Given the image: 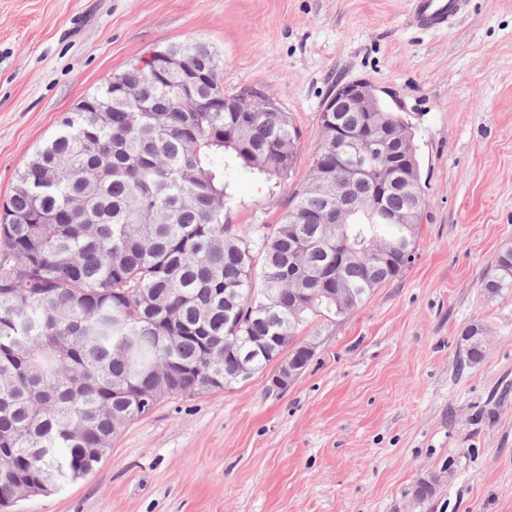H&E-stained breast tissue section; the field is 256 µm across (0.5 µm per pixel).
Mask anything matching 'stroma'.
<instances>
[{"label": "stroma", "mask_w": 512, "mask_h": 512, "mask_svg": "<svg viewBox=\"0 0 512 512\" xmlns=\"http://www.w3.org/2000/svg\"><path fill=\"white\" fill-rule=\"evenodd\" d=\"M194 41L226 91L259 89L301 134L290 178L225 168V223H278L335 84L365 78L414 136L416 257L355 311L300 328L315 355L288 389L263 370L164 399L95 471L14 512H512V291L480 288L512 247V0H470L445 29L416 26L407 0H0V206L104 76ZM473 323L487 356L462 369ZM427 476L435 496L412 502Z\"/></svg>", "instance_id": "35a3bbf8"}]
</instances>
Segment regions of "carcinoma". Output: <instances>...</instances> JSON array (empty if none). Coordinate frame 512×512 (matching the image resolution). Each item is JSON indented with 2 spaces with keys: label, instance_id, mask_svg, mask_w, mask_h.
Masks as SVG:
<instances>
[{
  "label": "carcinoma",
  "instance_id": "cac0c4a2",
  "mask_svg": "<svg viewBox=\"0 0 512 512\" xmlns=\"http://www.w3.org/2000/svg\"><path fill=\"white\" fill-rule=\"evenodd\" d=\"M159 54L192 56L207 79L186 99L182 78L148 67L107 75L66 113L58 130L17 173L0 213V499L11 478L45 472L75 481L97 465L139 417L135 396L163 385L168 395L224 389V374L258 339L283 336L250 360L255 373L283 356L306 369L314 357L296 331L323 311L344 316L407 270L425 210L412 137L397 112H374L357 138L322 135L307 181L269 233L235 234L224 223V153L280 179L293 172L300 132L273 100L246 86L254 112H217L220 60L207 45L172 44ZM147 106L149 112L132 108ZM407 169L389 187L363 173L352 193L380 195L372 213L336 218L324 169ZM347 258L336 261L337 247ZM481 288L512 290V249ZM462 333L461 366L487 350ZM435 480L411 489L430 500Z\"/></svg>",
  "mask_w": 512,
  "mask_h": 512
}]
</instances>
